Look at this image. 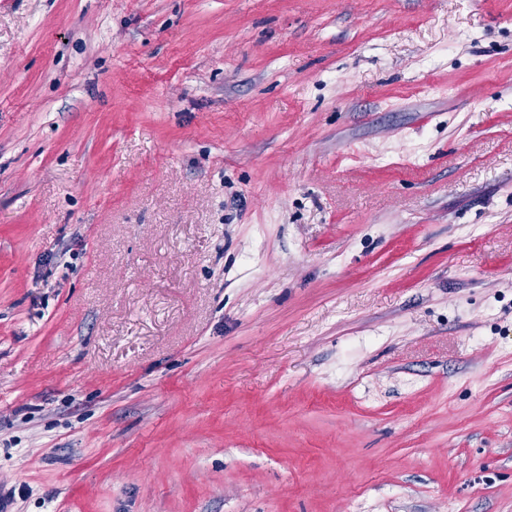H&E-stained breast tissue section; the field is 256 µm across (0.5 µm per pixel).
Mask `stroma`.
Returning <instances> with one entry per match:
<instances>
[{
    "label": "stroma",
    "instance_id": "35a3bbf8",
    "mask_svg": "<svg viewBox=\"0 0 512 512\" xmlns=\"http://www.w3.org/2000/svg\"><path fill=\"white\" fill-rule=\"evenodd\" d=\"M6 512H512V0H0Z\"/></svg>",
    "mask_w": 512,
    "mask_h": 512
}]
</instances>
